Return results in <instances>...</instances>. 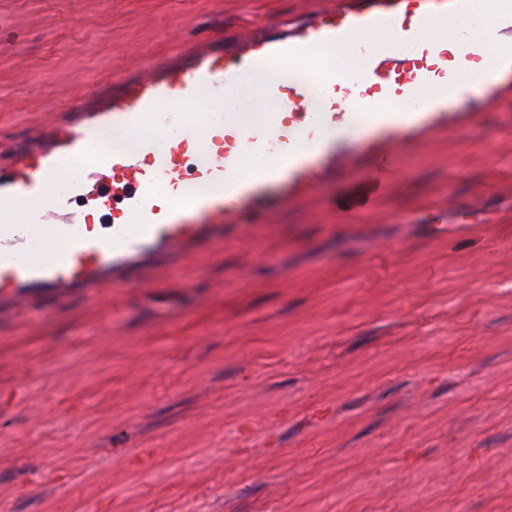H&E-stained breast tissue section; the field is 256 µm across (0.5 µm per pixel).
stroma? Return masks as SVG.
Here are the masks:
<instances>
[{"label": "stroma", "mask_w": 512, "mask_h": 512, "mask_svg": "<svg viewBox=\"0 0 512 512\" xmlns=\"http://www.w3.org/2000/svg\"><path fill=\"white\" fill-rule=\"evenodd\" d=\"M309 0H0V150ZM166 280L0 302V512H512V107Z\"/></svg>", "instance_id": "1"}]
</instances>
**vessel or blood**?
Wrapping results in <instances>:
<instances>
[{
    "instance_id": "1",
    "label": "vessel or blood",
    "mask_w": 512,
    "mask_h": 512,
    "mask_svg": "<svg viewBox=\"0 0 512 512\" xmlns=\"http://www.w3.org/2000/svg\"><path fill=\"white\" fill-rule=\"evenodd\" d=\"M471 0H338L311 11L292 27L237 35L233 49L209 39L176 61H150L134 74L92 95L89 107L65 113L55 126L35 131L9 150L0 165V200L26 209L18 224L0 225V297L27 289L59 294L129 283L136 263L156 250L195 252L223 237L228 224L271 223L273 213L304 197L321 178L350 164L366 167L368 182L391 185V157L440 131L470 124L492 103L512 106V44L488 61L468 32ZM448 40L426 38L438 22ZM401 30L407 37L390 39ZM351 44L361 76L327 81L322 70L305 82L279 76L304 52L319 54ZM266 79L258 98L268 108L258 128L224 114L225 92L246 76ZM211 93L205 117L181 111L200 89ZM361 123L351 124L353 108ZM336 130L334 141L323 129ZM132 132L138 154L108 150L90 131ZM357 139L358 150L348 142ZM90 164L73 172L79 157ZM257 162L250 177L243 160ZM54 187L43 203L45 187ZM187 197L181 208L171 196ZM110 219V234L97 231ZM53 249L42 264L25 259L23 245Z\"/></svg>"
}]
</instances>
